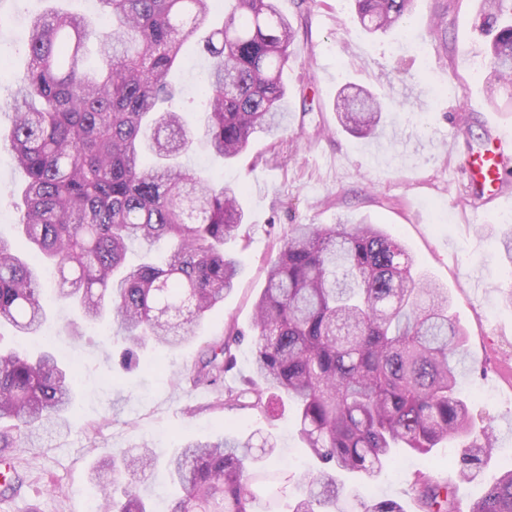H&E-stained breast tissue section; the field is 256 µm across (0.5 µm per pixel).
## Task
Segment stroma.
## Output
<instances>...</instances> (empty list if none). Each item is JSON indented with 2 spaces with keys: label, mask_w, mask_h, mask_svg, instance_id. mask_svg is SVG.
Wrapping results in <instances>:
<instances>
[{
  "label": "stroma",
  "mask_w": 512,
  "mask_h": 512,
  "mask_svg": "<svg viewBox=\"0 0 512 512\" xmlns=\"http://www.w3.org/2000/svg\"><path fill=\"white\" fill-rule=\"evenodd\" d=\"M58 2L89 15L96 27L107 25L95 13V0H8L0 11L7 70L26 68L28 21ZM277 4L296 29L284 71L287 131L275 138L255 135L228 164L198 139L186 159L190 168L243 190L246 221L240 238L227 246L240 262L235 291L191 339L175 348L147 346L139 368L130 372L113 368L112 345L93 327L68 309L52 308L44 332L55 337L62 359L74 361L80 385L71 430L20 452L25 482L20 494L0 496V512H89L99 496L91 468L144 440L158 464L138 490L156 512H165L176 492L169 457L226 425L246 436H276L278 451L266 466L291 474L285 493L295 495L306 452L287 397L278 395L267 415L218 404V390L190 383L202 349L237 329L245 338L231 348L234 361L223 387H238L252 376V308L270 258L295 224L376 225L406 248L418 272L447 289L451 312L467 334L468 358L477 366L461 377L462 395L475 426H492L496 434V450L475 480L459 479L457 450L444 442L430 460L401 454L392 471L359 484V492L416 512L413 482L425 472L451 485L459 512H467L512 463V305L503 301L512 290V268L501 259L500 242L512 208L472 210L469 188L451 180L453 168L489 128L512 133V112L502 109L512 90L487 81L486 39L472 26L480 0H414L407 29L374 34L355 19L352 0H312L306 10L298 0ZM438 12L446 17L439 27L433 23ZM185 55L176 106L192 123L198 80L209 62L193 43ZM349 86L383 94L390 103L373 137L337 126L334 99ZM24 180L10 152L0 150V235L16 233L13 191Z\"/></svg>",
  "instance_id": "1"
}]
</instances>
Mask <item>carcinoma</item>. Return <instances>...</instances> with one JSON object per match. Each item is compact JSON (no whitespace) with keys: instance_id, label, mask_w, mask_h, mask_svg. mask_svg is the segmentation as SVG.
<instances>
[{"instance_id":"obj_1","label":"carcinoma","mask_w":512,"mask_h":512,"mask_svg":"<svg viewBox=\"0 0 512 512\" xmlns=\"http://www.w3.org/2000/svg\"><path fill=\"white\" fill-rule=\"evenodd\" d=\"M213 0H98L112 23L98 30L84 17L52 8L32 19L29 65L14 86L0 130L27 175L19 189V231L31 256L0 237V327L21 344L0 348V452L70 429L65 413L76 375L38 335L46 318L45 262L57 269L55 299L80 318L104 325L127 352L148 343L168 348L224 303L240 265L224 251L245 220L241 191L199 176L180 162L200 135L228 162L257 133L287 129L284 67L295 31L276 0H224V25L209 24ZM370 33L406 22L413 0H354ZM479 29L490 37L489 78L512 86V5L482 0ZM201 36L212 59L205 114L196 129L173 106L170 81L183 44ZM99 45L100 69L84 68L85 47ZM386 105L361 87L339 92V126L367 137ZM168 245L165 261L126 264L133 243ZM255 378L225 392L224 403L261 413L270 390L297 402L299 432L317 466L288 512H346L340 473L375 480L394 450L432 455L443 442L461 448L459 477H476L495 448L493 431L473 430L457 394L474 371L464 330L449 312L448 291L418 275L404 246L372 224H294L270 262L254 304ZM201 359L193 383L223 377L231 344ZM276 440L262 443L226 426L187 442L167 462L182 490L169 512H253L257 490L277 507L276 473L264 468ZM153 451L111 458L99 512H152L133 483L154 468ZM421 512H458L454 491L431 476L414 482ZM356 512H404L396 501L356 496ZM468 512H512V465Z\"/></svg>"}]
</instances>
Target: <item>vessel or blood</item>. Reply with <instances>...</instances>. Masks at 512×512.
Instances as JSON below:
<instances>
[{
	"label": "vessel or blood",
	"instance_id": "vessel-or-blood-1",
	"mask_svg": "<svg viewBox=\"0 0 512 512\" xmlns=\"http://www.w3.org/2000/svg\"><path fill=\"white\" fill-rule=\"evenodd\" d=\"M512 162V135L491 132L484 150L471 154L458 174L476 191L477 198L494 207L512 205V191L504 186L503 175Z\"/></svg>",
	"mask_w": 512,
	"mask_h": 512
}]
</instances>
